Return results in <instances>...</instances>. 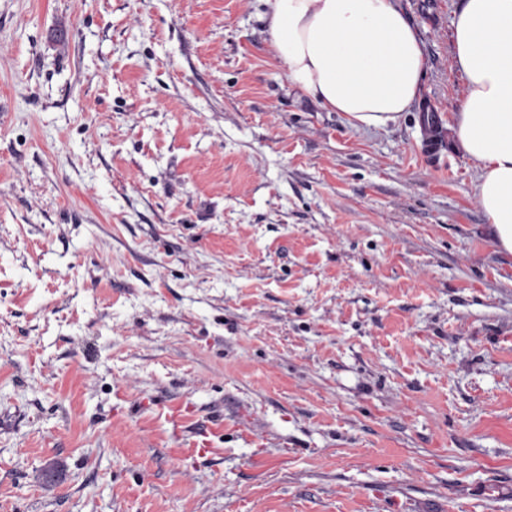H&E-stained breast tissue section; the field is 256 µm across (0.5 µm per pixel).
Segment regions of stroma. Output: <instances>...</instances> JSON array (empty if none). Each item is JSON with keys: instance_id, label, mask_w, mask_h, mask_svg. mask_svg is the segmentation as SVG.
I'll return each mask as SVG.
<instances>
[{"instance_id": "stroma-1", "label": "stroma", "mask_w": 512, "mask_h": 512, "mask_svg": "<svg viewBox=\"0 0 512 512\" xmlns=\"http://www.w3.org/2000/svg\"><path fill=\"white\" fill-rule=\"evenodd\" d=\"M395 3L417 103L357 130L265 0H0V512H512L460 0Z\"/></svg>"}]
</instances>
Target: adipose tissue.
I'll list each match as a JSON object with an SVG mask.
<instances>
[{
  "label": "adipose tissue",
  "instance_id": "adipose-tissue-1",
  "mask_svg": "<svg viewBox=\"0 0 512 512\" xmlns=\"http://www.w3.org/2000/svg\"><path fill=\"white\" fill-rule=\"evenodd\" d=\"M275 58L291 85L357 129L396 121L417 96L425 58L394 0H267ZM455 60L468 93L455 138L481 167L476 200L512 254V0H462Z\"/></svg>",
  "mask_w": 512,
  "mask_h": 512
}]
</instances>
